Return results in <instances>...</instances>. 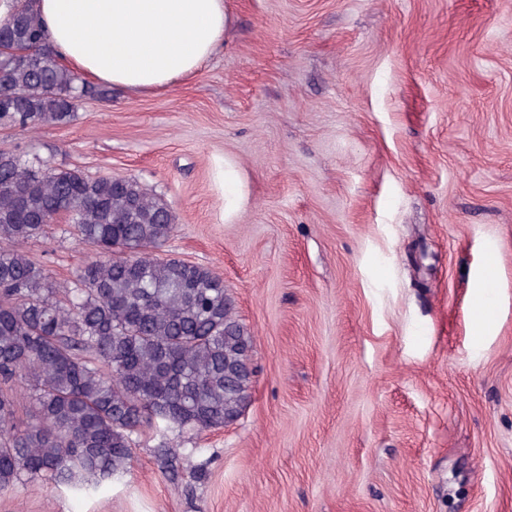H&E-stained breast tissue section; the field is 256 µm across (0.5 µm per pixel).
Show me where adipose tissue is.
Returning a JSON list of instances; mask_svg holds the SVG:
<instances>
[{"label":"adipose tissue","mask_w":512,"mask_h":512,"mask_svg":"<svg viewBox=\"0 0 512 512\" xmlns=\"http://www.w3.org/2000/svg\"><path fill=\"white\" fill-rule=\"evenodd\" d=\"M49 40L78 74L137 91L191 77L224 38V0H36Z\"/></svg>","instance_id":"1"}]
</instances>
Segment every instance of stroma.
Here are the masks:
<instances>
[{
  "instance_id": "1",
  "label": "stroma",
  "mask_w": 512,
  "mask_h": 512,
  "mask_svg": "<svg viewBox=\"0 0 512 512\" xmlns=\"http://www.w3.org/2000/svg\"><path fill=\"white\" fill-rule=\"evenodd\" d=\"M224 2L193 77L0 148L166 200L162 254L219 274L253 338L248 405L143 429L104 489L37 480L0 512H512V0ZM25 250L60 283L95 254L61 220ZM220 180L224 185V217H235L243 206L244 191L241 176L237 169L224 162L221 167Z\"/></svg>"
}]
</instances>
